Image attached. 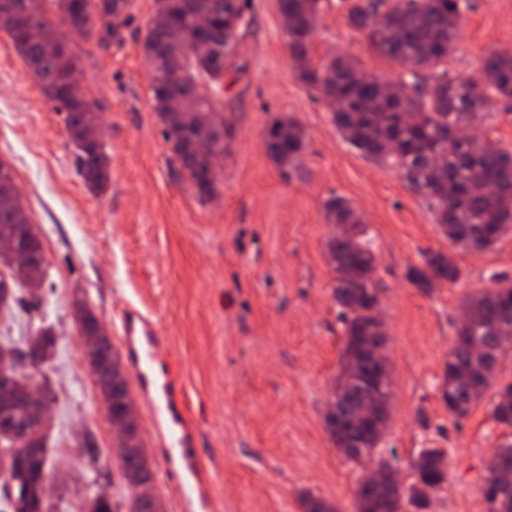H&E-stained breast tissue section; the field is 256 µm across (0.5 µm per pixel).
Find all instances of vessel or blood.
<instances>
[{"label": "vessel or blood", "mask_w": 512, "mask_h": 512, "mask_svg": "<svg viewBox=\"0 0 512 512\" xmlns=\"http://www.w3.org/2000/svg\"><path fill=\"white\" fill-rule=\"evenodd\" d=\"M118 322L119 348L157 431L163 479L175 488L181 512H213L215 505L197 465L181 373L158 353L167 338L152 314L133 306L122 311Z\"/></svg>", "instance_id": "obj_1"}]
</instances>
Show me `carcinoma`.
<instances>
[{"label":"carcinoma","instance_id":"1","mask_svg":"<svg viewBox=\"0 0 512 512\" xmlns=\"http://www.w3.org/2000/svg\"><path fill=\"white\" fill-rule=\"evenodd\" d=\"M166 22L147 26L144 54L154 65L152 73L153 110L163 126L171 159L179 167L188 188L202 202L217 193L218 169L224 158V131L216 128L215 104L207 93L209 83L222 70L238 71V44L217 41L219 32L241 23L249 0H159ZM13 15L6 30L16 52L38 82L51 107L67 96L64 78L76 61L72 53L48 54L41 41L33 37L40 31L50 35L55 20L89 41H104L112 32V18L128 20L130 0H7ZM468 0H362L347 15L350 26L363 33L377 56L405 68L400 84L405 92H389L379 78L358 71L354 63L334 56L321 67L310 63L312 37L319 20L320 0H279L288 50L302 59L296 78L307 89L333 96V120L342 137L362 154L391 160L417 195L427 199L435 223L448 241L463 249L490 251L512 228V152L481 134L464 137L460 126L466 116L485 98L496 95L512 99V55L491 52L479 76L456 78L444 68V46L455 43L462 9ZM196 41H210L211 52L187 61L182 80L173 85L169 73L177 66L184 35ZM94 105H67L65 129L73 144L82 177L93 190L109 179L110 160L103 146L82 141L87 128L99 122ZM267 153L281 168L293 164L304 148V132L291 118L279 117L269 123ZM24 211L20 199L11 208L0 209V237L13 241L25 254L20 265L0 255L17 285L30 287L43 283L45 260L38 236L16 221L14 212ZM329 224H346V234H333L327 242L329 252L340 264L333 286L336 304L344 317V346L340 369L332 392L341 393L329 403L325 427L337 448L355 464L364 463L376 452L378 439L361 430L355 421L358 400L364 392V376L369 371L366 351L371 346H386L384 323L373 315L380 303L379 288L370 277L375 269L374 254L365 247L363 221L351 203L334 195L324 204ZM460 269L442 251H428L423 265L412 267L407 280L427 292L443 284H453ZM466 314L455 333L448 353L444 378L448 392V417H466L477 400L488 390L495 376L485 365V356L499 359L512 354V324L503 315L512 312V280L499 278L498 286L465 298ZM55 340L51 331H40L25 347L0 346V358L23 354L37 363L52 358ZM97 367L100 379L120 373L122 364L111 339L101 346ZM469 375V383L457 385L458 375ZM30 397L28 376L19 375L9 394L0 401V441L9 444L6 452L11 465L26 469L37 477L48 466L47 448L39 441L37 453L24 439L25 416ZM496 421L512 428V382L498 388L495 395ZM140 452L127 461L136 473L150 468L140 434L130 438ZM446 454L430 448L422 461L413 463L415 483L405 497L385 485L366 480L358 482L356 512H401L408 505L415 512L428 509L432 495L446 481ZM496 471L512 472V443L501 445L493 454L482 477L481 495L487 512H512V493L504 492L493 477ZM303 512H337L336 505L310 493L301 495Z\"/></svg>","mask_w":512,"mask_h":512}]
</instances>
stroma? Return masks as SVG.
Returning a JSON list of instances; mask_svg holds the SVG:
<instances>
[{
    "instance_id": "35a3bbf8",
    "label": "stroma",
    "mask_w": 512,
    "mask_h": 512,
    "mask_svg": "<svg viewBox=\"0 0 512 512\" xmlns=\"http://www.w3.org/2000/svg\"><path fill=\"white\" fill-rule=\"evenodd\" d=\"M469 3L447 62L453 77L479 75L489 51L512 53V0ZM156 5L131 0L128 25L104 42L70 37L103 119L110 177L98 191L78 173L62 114L45 103L0 30V161L15 172L48 260L39 303L27 302L20 288L16 304L0 306V344L55 331L56 353L44 368L57 396L47 433L54 512H84L102 489L114 512H125L130 495L81 352L77 298L111 334L126 304L158 317L164 355L184 378L218 512H301L304 492L354 512L362 470L336 450L324 425L344 341L326 247L333 227L323 210L336 194L362 216L376 256L393 384V417L378 451L397 454L409 484L420 449H443L447 478L429 512H486L482 477L512 428L495 420L489 392L453 422L438 386L462 300L495 288L497 277L512 279V231L491 251L451 246L392 163L345 141L324 98L299 83L278 0H250L240 70L228 75L217 103L231 131L219 193L201 203L171 163L152 110L143 37ZM334 55L381 79L402 72L349 27L345 0H321L311 63ZM283 116L305 134L298 162L287 168L273 164L263 142L267 124ZM481 120L512 151V100L492 99ZM428 250L453 257L456 284L423 293L407 282L408 268ZM87 432L99 452L93 463L77 446Z\"/></svg>"
}]
</instances>
